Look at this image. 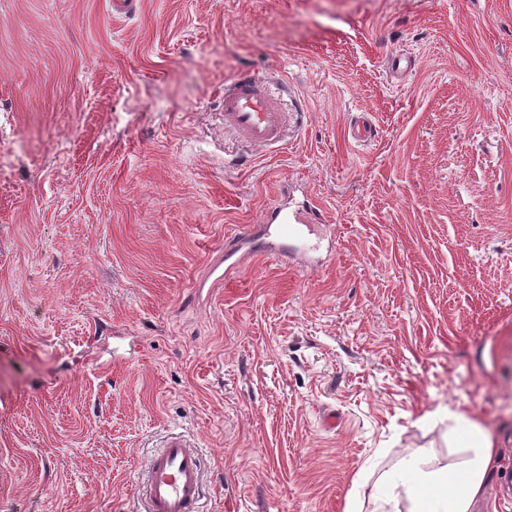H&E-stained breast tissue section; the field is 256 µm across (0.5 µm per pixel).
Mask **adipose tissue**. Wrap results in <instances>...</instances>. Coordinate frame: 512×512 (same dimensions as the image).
Here are the masks:
<instances>
[{
  "label": "adipose tissue",
  "instance_id": "adipose-tissue-1",
  "mask_svg": "<svg viewBox=\"0 0 512 512\" xmlns=\"http://www.w3.org/2000/svg\"><path fill=\"white\" fill-rule=\"evenodd\" d=\"M452 421L448 443L462 460L443 466L426 454L403 458L384 478L373 512H472L494 464L492 442L467 412L454 413Z\"/></svg>",
  "mask_w": 512,
  "mask_h": 512
}]
</instances>
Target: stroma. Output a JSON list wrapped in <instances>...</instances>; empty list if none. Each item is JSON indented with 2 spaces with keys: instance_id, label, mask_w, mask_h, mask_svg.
I'll use <instances>...</instances> for the list:
<instances>
[{
  "instance_id": "stroma-1",
  "label": "stroma",
  "mask_w": 512,
  "mask_h": 512,
  "mask_svg": "<svg viewBox=\"0 0 512 512\" xmlns=\"http://www.w3.org/2000/svg\"><path fill=\"white\" fill-rule=\"evenodd\" d=\"M243 69L281 148L224 127ZM289 190L317 267L256 240ZM460 410L512 512V0H0V512H140L172 432L200 512H371Z\"/></svg>"
}]
</instances>
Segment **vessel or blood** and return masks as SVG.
<instances>
[{
  "mask_svg": "<svg viewBox=\"0 0 512 512\" xmlns=\"http://www.w3.org/2000/svg\"><path fill=\"white\" fill-rule=\"evenodd\" d=\"M289 114L264 77L242 74L224 87V123L242 140L261 148L279 146ZM319 215L284 214L278 223L263 225L259 237L271 242L282 236L304 237ZM204 476L199 448L182 436L169 437L145 464L140 487L144 512H198Z\"/></svg>",
  "mask_w": 512,
  "mask_h": 512,
  "instance_id": "1",
  "label": "vessel or blood"
}]
</instances>
